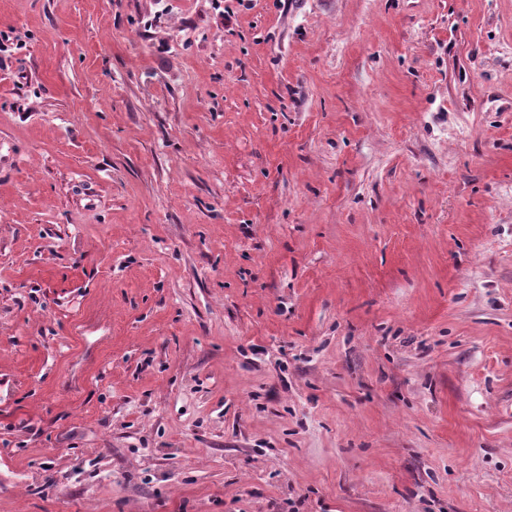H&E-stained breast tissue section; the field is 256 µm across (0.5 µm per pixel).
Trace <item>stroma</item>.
<instances>
[{
  "label": "stroma",
  "mask_w": 512,
  "mask_h": 512,
  "mask_svg": "<svg viewBox=\"0 0 512 512\" xmlns=\"http://www.w3.org/2000/svg\"><path fill=\"white\" fill-rule=\"evenodd\" d=\"M0 32V512H512V0Z\"/></svg>",
  "instance_id": "1"
}]
</instances>
